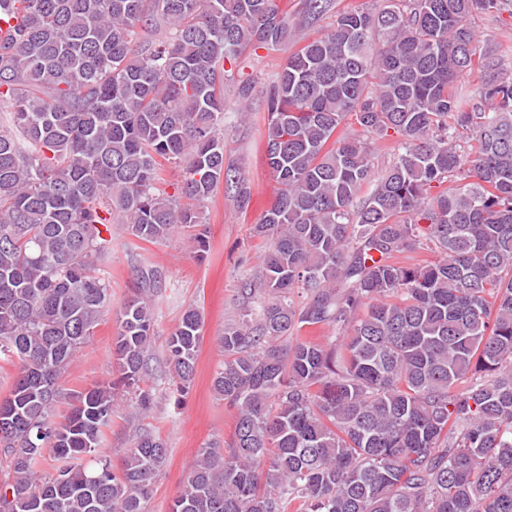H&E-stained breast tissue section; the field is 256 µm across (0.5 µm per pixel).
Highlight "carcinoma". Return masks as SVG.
I'll list each match as a JSON object with an SVG mask.
<instances>
[{
  "instance_id": "1",
  "label": "carcinoma",
  "mask_w": 512,
  "mask_h": 512,
  "mask_svg": "<svg viewBox=\"0 0 512 512\" xmlns=\"http://www.w3.org/2000/svg\"><path fill=\"white\" fill-rule=\"evenodd\" d=\"M20 2L0 44V355L17 362L0 397V512H151L169 455L138 425L159 270L119 308L109 380L60 384L111 303L102 233L163 241L200 225L221 184L248 204L224 163L233 66L333 0L293 14L288 0ZM498 2L340 11L264 92L279 189L254 233L271 243L213 379L233 431L198 450L170 512H512V78L509 50L480 48L470 27ZM476 71V90L458 87ZM391 133L379 171L371 144ZM162 159L183 165L171 195ZM428 244L435 260H398ZM202 327L190 307L166 341L181 392ZM120 391L135 402L115 469L99 448Z\"/></svg>"
}]
</instances>
